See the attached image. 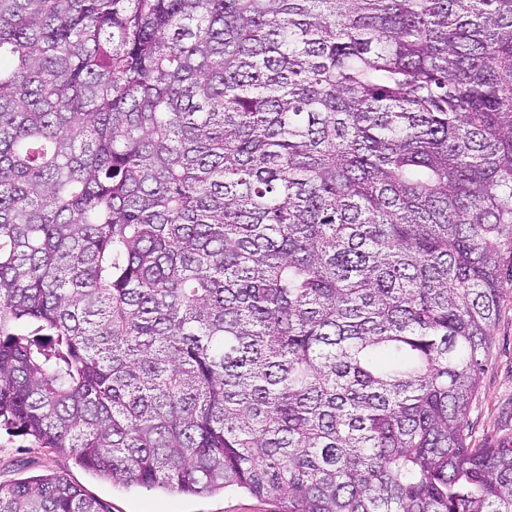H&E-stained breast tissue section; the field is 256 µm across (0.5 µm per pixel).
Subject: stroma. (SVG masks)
Listing matches in <instances>:
<instances>
[{
	"label": "stroma",
	"instance_id": "stroma-1",
	"mask_svg": "<svg viewBox=\"0 0 512 512\" xmlns=\"http://www.w3.org/2000/svg\"><path fill=\"white\" fill-rule=\"evenodd\" d=\"M474 447L489 439L512 437V293H505L492 327V352L470 413ZM44 474L63 476L107 512H272L270 502L247 493L190 495L123 487L78 465L70 456L36 448L20 437L0 434V484Z\"/></svg>",
	"mask_w": 512,
	"mask_h": 512
}]
</instances>
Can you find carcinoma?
<instances>
[{"instance_id": "carcinoma-1", "label": "carcinoma", "mask_w": 512, "mask_h": 512, "mask_svg": "<svg viewBox=\"0 0 512 512\" xmlns=\"http://www.w3.org/2000/svg\"><path fill=\"white\" fill-rule=\"evenodd\" d=\"M512 259V0H0V431L277 512H512L469 413ZM0 512H106L57 475Z\"/></svg>"}]
</instances>
